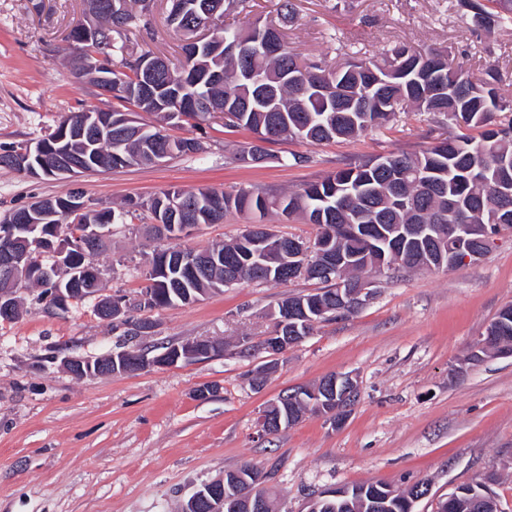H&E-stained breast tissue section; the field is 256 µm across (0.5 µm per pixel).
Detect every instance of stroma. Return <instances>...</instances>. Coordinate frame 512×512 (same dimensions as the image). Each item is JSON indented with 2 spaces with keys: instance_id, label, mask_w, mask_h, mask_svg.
I'll use <instances>...</instances> for the list:
<instances>
[{
  "instance_id": "1",
  "label": "stroma",
  "mask_w": 512,
  "mask_h": 512,
  "mask_svg": "<svg viewBox=\"0 0 512 512\" xmlns=\"http://www.w3.org/2000/svg\"><path fill=\"white\" fill-rule=\"evenodd\" d=\"M288 39L305 59L379 54L396 44L447 52L482 76L499 71L512 99V29L486 31L462 20L457 0H297ZM168 0H155L141 49L175 59L180 40L167 22ZM84 18V0H0V146L35 142L83 108L112 110L118 100L76 77L67 32ZM202 141L201 153L159 166L127 167L78 179L86 200L135 218L116 224L89 257L101 292L137 299L154 251L234 241L252 216L229 213L188 237L160 239L148 201L167 189L294 190L360 158L410 151L446 137L447 127L417 112L398 113L384 129L352 142L285 140L263 164L238 159L252 142L242 129L212 120L169 128ZM302 164H294V157ZM71 184L0 168V217L65 194ZM303 278L284 285L240 283L196 302L132 310L155 325L150 336L122 335L94 312L93 301L48 313L33 291L21 294L14 320L0 321V512H180L201 485L245 464L269 475L277 512H307L320 492L417 481L430 494L418 512H434L459 485L490 481L512 512V356L466 357L488 324L512 304V233L480 260L449 270H401L376 278L369 302L344 319L322 322L279 356L261 391L249 383L268 358L244 350L271 330L277 304L315 291ZM195 339L222 353L131 374L76 378L65 357L95 358L119 347L160 354ZM331 374L356 379L358 398L345 422L305 415L277 434L259 436L263 408L285 390ZM212 387L200 397L203 387Z\"/></svg>"
}]
</instances>
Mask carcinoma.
<instances>
[{"label": "carcinoma", "instance_id": "cac0c4a2", "mask_svg": "<svg viewBox=\"0 0 512 512\" xmlns=\"http://www.w3.org/2000/svg\"><path fill=\"white\" fill-rule=\"evenodd\" d=\"M138 10L124 7L116 18L96 14V23L112 30V78L132 84L137 77V62L150 53L135 52L138 36L149 28L154 0H133ZM216 16L243 8L246 0H209ZM461 18L485 28L512 26V7L503 0H458ZM297 16L293 0H281L276 19H256L251 27L240 29L231 24L217 26L212 41L193 60L171 62L163 66L157 80L158 96L169 89L184 90L189 100L185 120L204 121L216 114L224 117V127L253 133L265 146L251 145L239 155L240 160L253 152L260 157H274L269 145L285 139L309 142L352 140L389 125L396 114L411 108L432 116L437 123L448 122V137L422 145L412 152H392L340 168L322 179L308 183L288 194L278 196L247 189L226 191L214 187L195 190H166L148 204L154 218L163 224H217L232 211L264 217L269 210L282 206L290 217H299L316 226L315 239H333V245L354 258L347 279L358 283L362 274L376 269L382 274L396 271L391 266V245L404 247L402 260L407 268L420 269L419 247L399 237L395 228L407 224H468L474 226L478 246L483 232L495 233L499 225L498 206L504 191L512 193V118L496 114L512 112V102L499 93L498 70L489 68L486 77L474 78L463 66L448 63V56L433 49L404 45L388 48L382 57L361 56L341 65L325 60L306 61L288 46L285 28ZM208 16L187 18L172 27L184 41L197 37L199 26ZM270 31L280 35L281 51H264L262 39ZM437 61V77L443 89L430 94L429 86L415 81V65ZM99 125L76 141L56 143L42 139L47 151L46 164L54 152L69 150L83 156L96 171L139 165H151L154 138L164 137L157 129H146L135 136L126 132L124 113L96 112ZM170 157L196 154L203 150L195 138L173 140ZM92 224L117 222L122 216L110 208L85 214ZM74 219L67 211L57 216L46 213L42 226L66 232ZM241 235L229 244L209 247L220 256L240 254L245 263L219 262L211 267L174 266L165 258L197 257L203 251L193 248H162L149 261L146 272L151 293L149 308H170L195 302L224 288V280L258 284H286L301 276L315 280L322 287L314 293L288 297L278 308L320 303L321 320L351 315L356 309L336 313V281L325 276L292 270L293 260L283 255L271 267L257 268L248 260L251 248ZM86 249L71 250L68 271L61 287L72 281L78 288H93L99 269L85 261ZM26 286H39L38 299L44 300L55 283L38 278ZM267 481L261 469L246 464L224 472L223 512H237V494ZM475 482L460 486L448 501L446 512H491L475 504ZM344 505L317 512H403L390 486L369 482L349 488Z\"/></svg>", "mask_w": 512, "mask_h": 512}]
</instances>
